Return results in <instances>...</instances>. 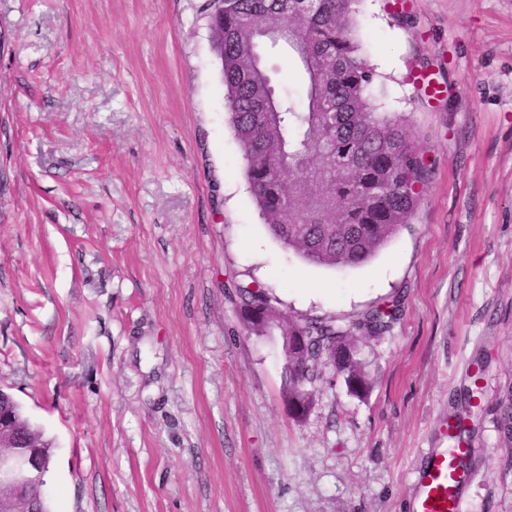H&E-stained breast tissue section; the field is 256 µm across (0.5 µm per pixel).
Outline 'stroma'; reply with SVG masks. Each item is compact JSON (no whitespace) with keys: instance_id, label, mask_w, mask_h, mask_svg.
I'll list each match as a JSON object with an SVG mask.
<instances>
[{"instance_id":"stroma-1","label":"stroma","mask_w":512,"mask_h":512,"mask_svg":"<svg viewBox=\"0 0 512 512\" xmlns=\"http://www.w3.org/2000/svg\"><path fill=\"white\" fill-rule=\"evenodd\" d=\"M205 0H0V387L52 442L51 512H411L424 453L465 420L464 512H512V0H362L385 112L432 165L368 263L306 264L263 224ZM277 94L305 102L286 50ZM284 316L352 317L371 387L319 366L290 413ZM481 372V410L464 391Z\"/></svg>"}]
</instances>
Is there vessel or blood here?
I'll list each match as a JSON object with an SVG mask.
<instances>
[{"mask_svg":"<svg viewBox=\"0 0 512 512\" xmlns=\"http://www.w3.org/2000/svg\"><path fill=\"white\" fill-rule=\"evenodd\" d=\"M447 447L427 454L416 476L413 512H463L461 488L473 465V450L448 427Z\"/></svg>","mask_w":512,"mask_h":512,"instance_id":"b4317fda","label":"vessel or blood"}]
</instances>
